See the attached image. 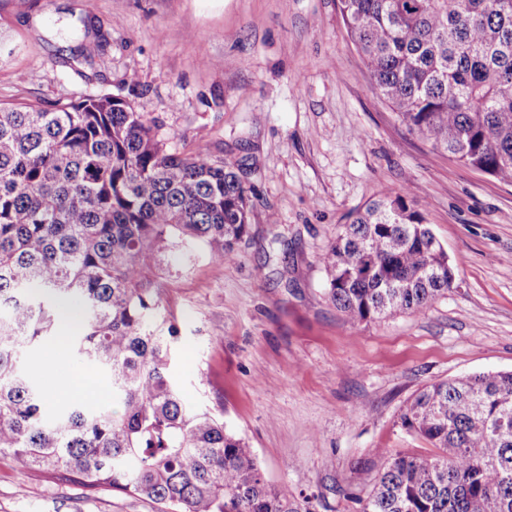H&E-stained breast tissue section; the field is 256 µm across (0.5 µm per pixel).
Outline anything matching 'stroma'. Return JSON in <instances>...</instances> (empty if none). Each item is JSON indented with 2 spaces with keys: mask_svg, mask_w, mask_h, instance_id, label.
I'll use <instances>...</instances> for the list:
<instances>
[{
  "mask_svg": "<svg viewBox=\"0 0 512 512\" xmlns=\"http://www.w3.org/2000/svg\"><path fill=\"white\" fill-rule=\"evenodd\" d=\"M100 57L78 56L84 34ZM0 102L133 101L180 152L239 164L251 234L224 265L163 261L185 399L222 414L268 484L310 512H359L386 459L427 451L399 425L426 385L512 371V184L411 133L374 89L338 0H0ZM412 192L455 271L420 313L353 323L322 256L350 214ZM45 387L107 375L36 353ZM0 512H158L117 492L20 477L0 455Z\"/></svg>",
  "mask_w": 512,
  "mask_h": 512,
  "instance_id": "obj_1",
  "label": "stroma"
}]
</instances>
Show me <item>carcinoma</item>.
I'll return each mask as SVG.
<instances>
[{
	"label": "carcinoma",
	"instance_id": "carcinoma-1",
	"mask_svg": "<svg viewBox=\"0 0 512 512\" xmlns=\"http://www.w3.org/2000/svg\"><path fill=\"white\" fill-rule=\"evenodd\" d=\"M347 33L398 119L433 148L512 183V0H339ZM110 94L0 105V455L16 470L151 500L163 512H301L224 419L171 376L178 329L153 268L203 247L236 259L253 192L235 164L170 148ZM354 323L424 311L454 273L407 193L369 201L322 257ZM72 301L63 330L57 305ZM61 348L106 373L112 403L48 398L28 352ZM360 512H512V372L433 382Z\"/></svg>",
	"mask_w": 512,
	"mask_h": 512
}]
</instances>
